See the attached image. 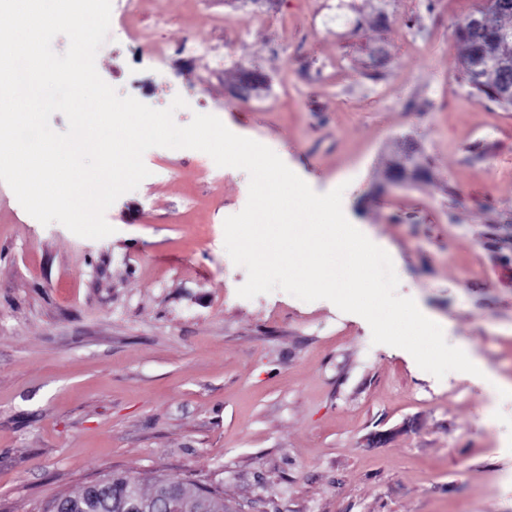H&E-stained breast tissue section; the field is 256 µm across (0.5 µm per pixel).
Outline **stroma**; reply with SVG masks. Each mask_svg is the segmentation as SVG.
I'll use <instances>...</instances> for the list:
<instances>
[{"label": "stroma", "mask_w": 512, "mask_h": 512, "mask_svg": "<svg viewBox=\"0 0 512 512\" xmlns=\"http://www.w3.org/2000/svg\"><path fill=\"white\" fill-rule=\"evenodd\" d=\"M484 0H112L96 56L178 125L271 148L391 257L399 295L512 380V108L455 28ZM417 145L424 178L393 183ZM105 218L42 225L0 182V512L112 471L232 512H512V398L436 378L360 316L247 280L224 220L248 174L155 147ZM173 484L183 489L179 498V512H227L228 508L224 505V498L205 486H196L190 489L182 481H169L165 478H155L152 487L145 490L140 483V492L144 511L151 512L153 499L156 493L164 486Z\"/></svg>", "instance_id": "35a3bbf8"}]
</instances>
